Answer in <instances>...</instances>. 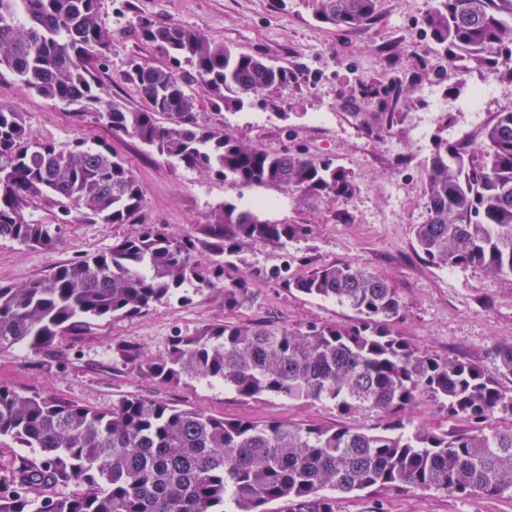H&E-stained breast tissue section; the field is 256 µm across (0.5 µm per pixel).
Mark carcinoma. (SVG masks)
Masks as SVG:
<instances>
[{"label":"carcinoma","mask_w":512,"mask_h":512,"mask_svg":"<svg viewBox=\"0 0 512 512\" xmlns=\"http://www.w3.org/2000/svg\"><path fill=\"white\" fill-rule=\"evenodd\" d=\"M378 0H316L315 13L339 28H361ZM101 0H0V69L39 97L71 108L76 122L91 117L130 135L187 169L243 186L276 187L306 199L351 200L349 171L302 151L270 152L197 122V91L211 107L241 109L247 99L271 96L287 70L259 54L216 44L177 23L144 20L138 35L165 56L161 66L129 59L124 79L145 101L140 110L102 100L95 66L106 60L112 34ZM422 25L448 64L476 60L512 82V0H431ZM404 83L361 84L366 104L397 105ZM166 117L161 122L158 116ZM361 125L400 112H356ZM425 168L427 220L417 225V253L438 267L481 268L512 278V109L498 113L475 142L439 134ZM51 194L57 224L30 218L29 202ZM143 190L133 171L103 144L61 147L34 139L21 113L0 106V238L51 248L73 210L106 224H134L130 236L102 254L83 256L39 280L0 286V351L28 347L47 363L64 355L56 340L91 320L132 317L186 285L224 281V308L251 299L238 258L248 243L281 246L306 232L301 224L262 220L265 199L248 208L231 203L210 215L204 238H176L138 223ZM213 260L201 267L198 249ZM305 295L333 298L358 315L351 325L309 324L289 329L265 322L207 325L177 336L164 357L139 347L116 350L143 377L167 384L185 379L222 383L244 399L263 395L328 400L343 414L372 409L386 418L376 432L342 425H297L227 419L146 398L110 409L58 396L0 386V437L39 449L22 456L0 480V512H336V496L405 485L463 497H512V423L487 429L496 415L512 416V342L498 347V375L474 363L419 352L394 330L403 302L398 289L350 262L316 268L285 280ZM464 430L406 427L402 414L426 399ZM85 484L73 497L48 487Z\"/></svg>","instance_id":"obj_1"}]
</instances>
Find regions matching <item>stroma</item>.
Wrapping results in <instances>:
<instances>
[{
  "mask_svg": "<svg viewBox=\"0 0 512 512\" xmlns=\"http://www.w3.org/2000/svg\"><path fill=\"white\" fill-rule=\"evenodd\" d=\"M429 0H379L370 24L341 30L315 17L313 0H101L112 33V52L95 72L104 99L143 108L123 79L128 58L164 62L156 46L142 41L141 19L175 22L233 49L259 52L288 69L275 104L260 100L243 110L213 111L198 97L200 124L228 130L270 151L302 150L350 171L358 186L349 202L282 199L267 219L305 225L307 231L282 246L261 243L244 250L247 269L260 271L253 299L224 307L220 288H183L133 317L105 318L79 335L58 339L63 365L43 367L28 347L0 351V386L54 394L99 409L127 397H142L227 418L268 419L300 425H346L376 431L381 414L337 412L332 402L284 396L242 399L223 385L189 380L166 385L140 376L118 361V345L134 343L164 356L175 336H190L221 322L271 321L291 327L315 322L345 325L357 314L333 299L311 297L268 279L275 268L297 275L323 265L351 262L393 284L405 308L394 328L419 351L460 359L497 374L499 344L512 341V279L479 268L446 269L415 251L414 229L424 223L425 164L432 137L447 125L449 141H474L498 113L512 109V82L496 81L494 92L473 108L474 90L489 78L485 69L446 70L445 60L421 25ZM419 81L407 93V117L389 134L364 130L352 115L359 82H385L395 75ZM0 105L21 112L37 138L66 146L81 139L109 144L134 172L144 191L141 221L178 237L198 238L209 215L223 203L242 204L275 188L240 186L184 168L138 138L112 134L95 120L74 122L63 103L42 99L10 73L0 74ZM130 224H104L74 213L49 249L0 239V285L42 278L78 257L108 251L133 233ZM336 512H512V499L463 498L409 487L370 495L337 497Z\"/></svg>",
  "mask_w": 512,
  "mask_h": 512,
  "instance_id": "1",
  "label": "stroma"
}]
</instances>
